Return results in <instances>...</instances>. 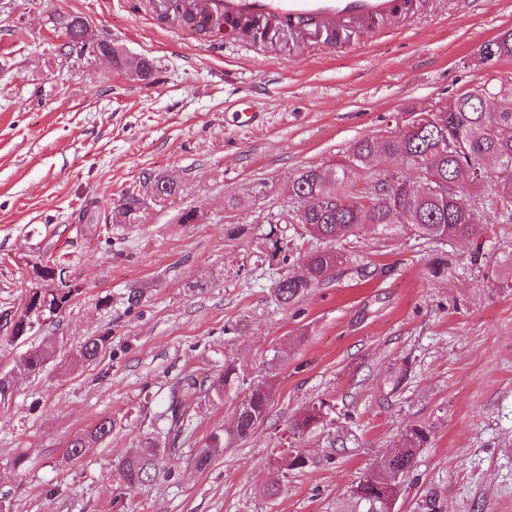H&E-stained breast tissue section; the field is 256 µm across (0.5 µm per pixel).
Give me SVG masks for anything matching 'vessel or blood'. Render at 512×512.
Returning <instances> with one entry per match:
<instances>
[{
  "label": "vessel or blood",
  "instance_id": "1",
  "mask_svg": "<svg viewBox=\"0 0 512 512\" xmlns=\"http://www.w3.org/2000/svg\"><path fill=\"white\" fill-rule=\"evenodd\" d=\"M197 12L241 25L277 22L291 30L335 33L348 22L363 32L399 13L402 0H193Z\"/></svg>",
  "mask_w": 512,
  "mask_h": 512
}]
</instances>
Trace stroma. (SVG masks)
Wrapping results in <instances>:
<instances>
[{"instance_id": "obj_1", "label": "stroma", "mask_w": 512, "mask_h": 512, "mask_svg": "<svg viewBox=\"0 0 512 512\" xmlns=\"http://www.w3.org/2000/svg\"><path fill=\"white\" fill-rule=\"evenodd\" d=\"M82 18L85 43L65 27ZM512 28V0H408L373 35L336 42L279 29L183 28L160 0H0V310L18 305L35 263L64 257L83 293L60 319L65 348L39 376L17 373L0 403V505L6 512H336L350 485L430 425L396 512H512V292L472 264L473 245L441 246L361 226L330 281L279 306L276 243L301 234L291 179L346 160L363 138L401 132L485 84L512 88V58L487 70L478 49ZM108 41L148 58L151 80L95 52ZM255 119L237 121L236 112ZM383 159L353 171L349 199L373 196ZM177 183L175 197L151 182ZM138 218L119 220L129 198ZM197 218L186 224V210ZM90 210L93 224L80 222ZM243 224L227 239L224 227ZM276 238H269V230ZM448 259V277L430 262ZM364 266L368 278L358 276ZM138 302H130V291ZM110 296L103 311L96 302ZM111 338L92 361L86 336ZM235 365L271 379L267 417L205 469L193 458L233 422L245 396L202 398L175 476L123 485L118 464L155 439L172 386ZM330 410L293 441L306 460L282 474L292 419ZM111 434L76 461L70 438L101 417ZM276 495H267L268 487Z\"/></svg>"}]
</instances>
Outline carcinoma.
I'll list each match as a JSON object with an SVG mask.
<instances>
[{"label": "carcinoma", "instance_id": "1", "mask_svg": "<svg viewBox=\"0 0 512 512\" xmlns=\"http://www.w3.org/2000/svg\"><path fill=\"white\" fill-rule=\"evenodd\" d=\"M85 22L75 17L67 26L70 42H83ZM496 59L512 57V29L489 41ZM496 95L510 103L502 112H487L483 105V88L476 86L456 98L446 114L427 112L415 129L397 135L364 138L354 143L348 159L328 166L306 168L292 181L295 198L301 203L298 223L305 232L321 243L303 258L304 273L295 277L288 272L280 275L274 288L277 302L287 307L297 299L318 288L332 276L347 257L334 244L352 236L363 224L375 226L380 233L392 236L408 233L417 239L448 244L452 240L481 237L485 228L484 215L493 214L499 223H512V89L500 88ZM399 156L420 164V173L387 174L379 182L376 196L366 203L350 201L344 195V185L352 169L376 158ZM494 175V195L475 209L464 197ZM432 183L443 184L434 194L426 189ZM178 186L163 178L153 184L154 196L173 197ZM484 244L476 245L471 255L475 264L491 268L497 286L512 288V254L493 262ZM34 285L27 289L19 305L0 311L11 318L10 326L0 325V332L12 343H27L34 333L44 334L37 345L26 349L18 361L21 370L37 375L54 361L64 347V339L49 332L57 321L55 315L68 310L83 294L71 278L65 263L49 260L33 267ZM110 340L108 334L88 336L80 346V357L94 360ZM245 383L238 369L228 364L217 375L199 376L189 373L174 385L168 403L160 416L164 446L146 441L133 448L119 462L122 483L139 486L158 478L174 475L175 460L182 451L180 437L186 429V415L193 401L208 396L224 400V391ZM16 380L11 372L0 371V403L11 400ZM274 385L258 382L248 386L232 426L223 435L213 434L200 449L194 465L207 467L213 458L224 451V442L247 437L264 417ZM325 404L314 405L294 418L288 433L297 438L323 418ZM112 432V419L101 418L92 427L67 443L66 453L72 460L81 458L86 449L101 443ZM430 429L415 425L405 431L401 443L392 454L371 467L350 488L346 497L336 504V512H392L403 491V482L410 474L417 450L429 440ZM398 469L399 480L389 483L386 472Z\"/></svg>", "mask_w": 512, "mask_h": 512}]
</instances>
